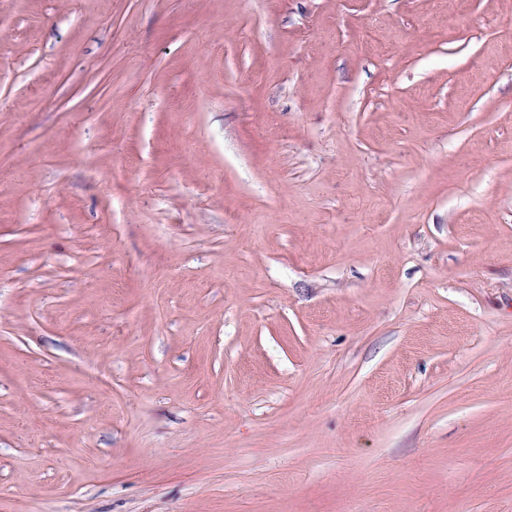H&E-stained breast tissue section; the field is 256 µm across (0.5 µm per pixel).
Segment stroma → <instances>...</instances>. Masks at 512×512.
Wrapping results in <instances>:
<instances>
[{"instance_id":"1","label":"stroma","mask_w":512,"mask_h":512,"mask_svg":"<svg viewBox=\"0 0 512 512\" xmlns=\"http://www.w3.org/2000/svg\"><path fill=\"white\" fill-rule=\"evenodd\" d=\"M0 512H512V0H0Z\"/></svg>"}]
</instances>
